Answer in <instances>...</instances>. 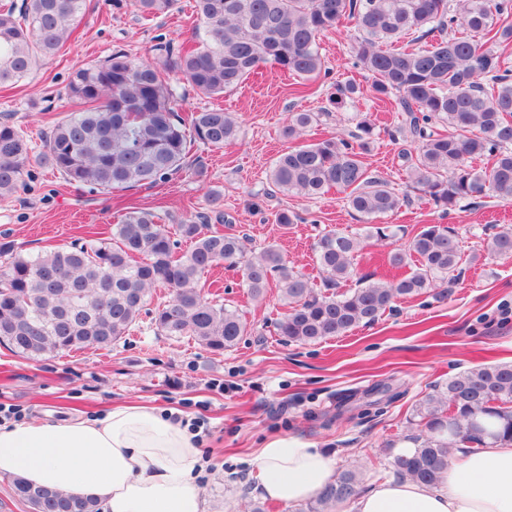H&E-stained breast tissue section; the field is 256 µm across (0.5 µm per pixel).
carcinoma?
Here are the masks:
<instances>
[{
	"mask_svg": "<svg viewBox=\"0 0 512 512\" xmlns=\"http://www.w3.org/2000/svg\"><path fill=\"white\" fill-rule=\"evenodd\" d=\"M176 0H132L144 19L169 14ZM88 0H21L0 10V86L24 80L71 41ZM203 33L174 47L158 38L148 60L120 51L70 73L66 95L83 105L57 120L33 154L31 140L9 119L0 120V199L15 197L31 162L49 166L90 190L152 184L180 172L191 144L220 149L239 133L238 117L221 108L177 110L181 85L219 97L266 68L300 79L311 90L324 71L318 37L354 23L356 67L372 76L381 102H395L416 146L401 151L410 181L445 210L492 191L512 200V69L496 54L512 43V0H195ZM429 38L422 47L412 43ZM359 85H336L332 103L354 101ZM315 112H291L288 147L273 163L270 182L285 193L312 198L345 193L364 223L362 232H322L313 244L318 279L288 265L275 245L246 255L241 238L206 223L162 224L133 209L112 236L23 256L0 243V344L29 359L112 346L141 314L172 338L189 336L222 352L248 332L234 305L208 295L203 279L221 266L241 272L240 286L254 299L276 281L284 312L277 335L306 345L370 324L395 301L418 296L435 282L454 280L461 261L457 232L426 224L404 245L398 229L377 220L398 211L407 195L369 173L362 155L376 136L368 118L349 141L338 136L303 143ZM483 167L473 166L475 161ZM385 242L389 278L355 275L363 242ZM496 258H512V227L484 239ZM156 287L169 300L147 308ZM30 310V324L15 331L12 318ZM416 430L404 440L410 455L386 452L390 467L433 482L448 467L450 448L485 447L512 440V363L464 370L438 384L419 405ZM359 473L346 470L326 486L307 512H336L360 492ZM14 494L33 512H97L94 503L37 489L13 479Z\"/></svg>",
	"mask_w": 512,
	"mask_h": 512,
	"instance_id": "1",
	"label": "carcinoma"
}]
</instances>
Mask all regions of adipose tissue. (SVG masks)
Listing matches in <instances>:
<instances>
[{"instance_id": "adipose-tissue-1", "label": "adipose tissue", "mask_w": 512, "mask_h": 512, "mask_svg": "<svg viewBox=\"0 0 512 512\" xmlns=\"http://www.w3.org/2000/svg\"><path fill=\"white\" fill-rule=\"evenodd\" d=\"M247 465L254 493L288 508L336 479L332 456L293 437L266 442ZM203 474L195 432L149 405L0 426V476L91 500L98 512H223L205 497ZM353 512H512V441L455 448L431 484L374 482Z\"/></svg>"}]
</instances>
